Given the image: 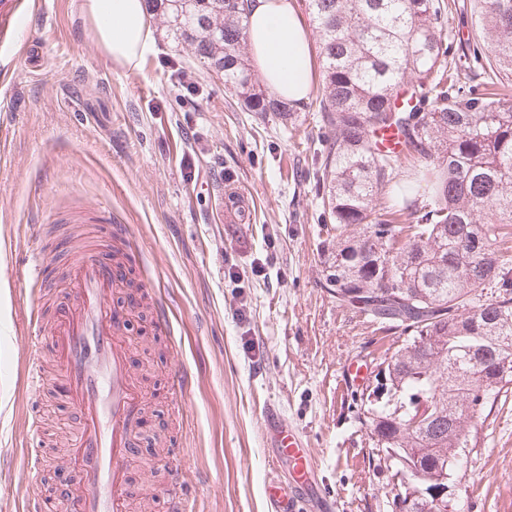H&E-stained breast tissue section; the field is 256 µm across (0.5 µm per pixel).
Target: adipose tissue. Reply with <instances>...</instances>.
<instances>
[{
    "label": "adipose tissue",
    "mask_w": 512,
    "mask_h": 512,
    "mask_svg": "<svg viewBox=\"0 0 512 512\" xmlns=\"http://www.w3.org/2000/svg\"><path fill=\"white\" fill-rule=\"evenodd\" d=\"M81 11L114 65L133 68L154 47L146 0H82ZM246 45L266 88L292 105L307 101L314 81V52L304 18L292 0H251Z\"/></svg>",
    "instance_id": "obj_1"
}]
</instances>
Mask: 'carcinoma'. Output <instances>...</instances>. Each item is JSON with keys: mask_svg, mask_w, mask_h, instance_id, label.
Returning <instances> with one entry per match:
<instances>
[{"mask_svg": "<svg viewBox=\"0 0 512 512\" xmlns=\"http://www.w3.org/2000/svg\"><path fill=\"white\" fill-rule=\"evenodd\" d=\"M319 38L317 118L328 135L322 200L336 236L325 283L347 309L408 336L372 395L374 448L407 476L404 512H448V485L474 446L469 426L512 382V95H465L468 58L449 56L440 19L455 0H307ZM173 40L224 75L251 112L294 123L245 51V0H149ZM486 60L512 70V0H469ZM401 135L400 152L375 136ZM490 294H484L485 288ZM497 355L499 372L473 361Z\"/></svg>", "mask_w": 512, "mask_h": 512, "instance_id": "obj_1", "label": "carcinoma"}]
</instances>
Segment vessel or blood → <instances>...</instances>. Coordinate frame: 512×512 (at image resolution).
Returning a JSON list of instances; mask_svg holds the SVG:
<instances>
[{"mask_svg": "<svg viewBox=\"0 0 512 512\" xmlns=\"http://www.w3.org/2000/svg\"><path fill=\"white\" fill-rule=\"evenodd\" d=\"M129 251L133 252L129 226L110 224L68 254V298L57 308L49 329L40 331L36 354L28 363L29 384L37 391L47 380L39 353L46 350L53 355L62 392L79 420L64 464L66 473L77 479L76 489L63 495L68 512H126L135 494L127 463L143 396L121 334L129 308L116 304L113 294L131 276L147 280L149 271L139 252H133L132 264H125L123 255ZM266 432L277 458L307 464L305 448L282 418H267ZM165 493L176 512H189L180 468H172ZM265 496L274 512H303L310 499L302 480L288 487L267 485Z\"/></svg>", "mask_w": 512, "mask_h": 512, "instance_id": "obj_1", "label": "vessel or blood"}]
</instances>
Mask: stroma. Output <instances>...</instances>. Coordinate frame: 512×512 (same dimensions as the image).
Here are the masks:
<instances>
[{
  "label": "stroma",
  "instance_id": "obj_1",
  "mask_svg": "<svg viewBox=\"0 0 512 512\" xmlns=\"http://www.w3.org/2000/svg\"><path fill=\"white\" fill-rule=\"evenodd\" d=\"M81 0H16L13 34L0 37V512H22L26 448L46 452L34 482L47 506L78 417L55 387L31 393L22 361L37 261L62 300L54 263L79 224L129 225L167 301L171 328H153L143 305L125 335L146 408L129 473L127 512L162 488L168 463L185 468L195 512H272L265 484L293 482L269 464L265 416L280 414L309 452L312 484L333 512H398L404 488L373 454L362 394L400 333L340 305L319 254L334 234L315 187L324 131L300 107L297 125L247 111L223 76L194 60L152 16L155 50L138 67H114ZM197 85L194 103L171 78ZM266 262L261 276L254 259ZM182 347L172 361L169 341ZM182 366L187 386L168 381ZM476 446L455 468L448 496L464 512H512V390L476 420Z\"/></svg>",
  "mask_w": 512,
  "mask_h": 512
}]
</instances>
